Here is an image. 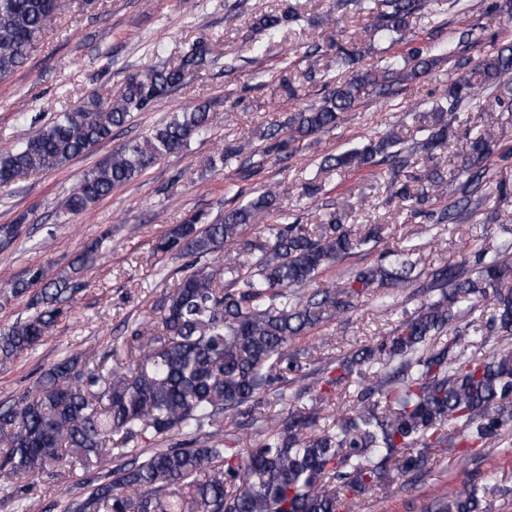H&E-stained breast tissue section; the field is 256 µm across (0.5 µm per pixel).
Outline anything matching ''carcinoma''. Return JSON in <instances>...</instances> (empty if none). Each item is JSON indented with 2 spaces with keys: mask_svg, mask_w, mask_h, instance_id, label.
I'll return each instance as SVG.
<instances>
[{
  "mask_svg": "<svg viewBox=\"0 0 512 512\" xmlns=\"http://www.w3.org/2000/svg\"><path fill=\"white\" fill-rule=\"evenodd\" d=\"M349 2L369 36L404 44L406 51L364 68L360 48H343L328 35L326 47L336 51V64L350 77L330 86L311 53H304L302 79L322 83L326 93L293 113L288 126L267 128L262 153L279 155L291 140L336 126L342 113L406 71H430V46L407 37L409 16L424 0ZM59 10L60 0H0V82L25 65ZM297 18L290 2L288 9L260 17L258 26L274 40ZM211 62L209 43L195 40L178 62L144 77L128 76L115 99L93 95L42 125L32 118V134L0 155V188L84 154ZM485 97L484 119L476 125L462 108ZM505 115L512 116L511 44L462 68L445 102L417 116L426 132L418 149L429 160L463 131L459 170L409 168L395 130L328 154L319 168L341 174L391 163V198L422 218L421 231L435 239L452 214L437 210L429 192L413 184L457 182L459 203L469 207L487 185V162L499 150ZM212 123L210 108L196 105L124 142L81 176L65 210L90 209L163 157L187 148ZM271 214L277 222L261 224ZM251 229L255 238H243ZM381 237L379 224L362 234L348 229L338 210L316 230L301 224L271 188L215 222L206 224L195 214L165 231L153 251L192 262L158 302L161 329L132 325L123 340L125 363L112 362L114 351L90 366L72 355L60 359L42 374L34 393L0 410V499L13 512H30V489L49 468H90L105 460L112 468L82 484L65 512H349L351 500L384 493L421 471L434 449L445 452L457 442L463 448L499 446L512 431V347L502 345L512 336V241L415 276L411 250L387 247L375 262L350 268L342 283L317 284L326 269ZM234 241L249 259L215 255ZM97 249L92 244L53 278L40 265L8 284L13 297L38 292L29 302L32 313L0 330L1 365L35 351L53 331ZM218 262L220 271L214 269ZM417 284L436 296L390 336L319 366L311 351L330 337L299 346L367 300L395 307L399 294ZM475 346L490 351L481 358L469 352ZM341 391L351 397V411L326 427L322 422ZM271 399L287 405V413L266 412ZM230 418L239 433L224 432ZM244 431L259 437L256 446H242ZM484 497L469 481L430 510L487 512Z\"/></svg>",
  "mask_w": 512,
  "mask_h": 512,
  "instance_id": "cac0c4a2",
  "label": "carcinoma"
}]
</instances>
